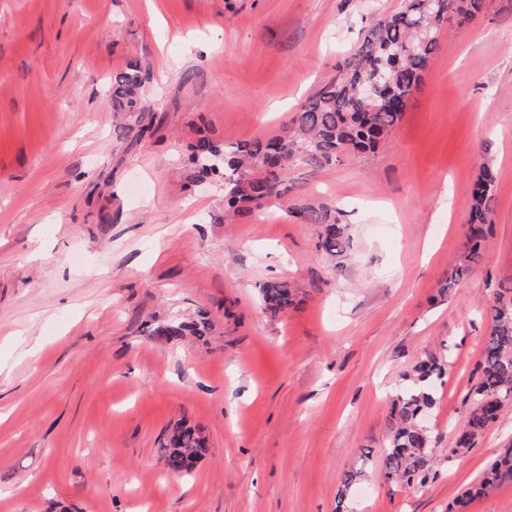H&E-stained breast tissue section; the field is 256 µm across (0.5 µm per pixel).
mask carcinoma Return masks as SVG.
Returning <instances> with one entry per match:
<instances>
[{
	"label": "carcinoma",
	"mask_w": 512,
	"mask_h": 512,
	"mask_svg": "<svg viewBox=\"0 0 512 512\" xmlns=\"http://www.w3.org/2000/svg\"><path fill=\"white\" fill-rule=\"evenodd\" d=\"M485 0H407L403 10L380 18L369 28L355 52L336 66L337 75L295 113L278 134L232 145L207 136L192 146V163L199 178L224 180V217L253 208L263 209L288 191L293 167L313 171L340 161L351 152H372L401 121L406 104L419 90L423 72L437 48L448 15L463 24L477 16ZM150 73L140 64L112 75V106L117 112H146L153 103L144 89ZM495 194L488 167L481 169L471 193L467 218L470 248L453 265L447 287L470 275L481 260L482 242L491 224ZM290 213L320 227L317 248L338 259L349 257V225L334 207L308 202L294 204ZM264 310L272 318L288 312L294 292L285 282L260 288ZM488 338L479 380L471 389L473 406L456 434L454 451L473 447L475 439L512 400V288H503L488 306ZM161 333L170 337L201 336L198 323H180ZM443 376L439 359L418 361L390 404L391 435L380 468L384 480L412 487L423 481L431 462V436L421 418L435 405L434 381ZM161 454L176 475L190 473L194 462L211 452L208 441L191 427H176L161 442ZM512 482V448L505 449L472 489L448 512H463L469 501L487 488Z\"/></svg>",
	"instance_id": "carcinoma-1"
}]
</instances>
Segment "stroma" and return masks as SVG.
<instances>
[{"instance_id": "obj_1", "label": "stroma", "mask_w": 512, "mask_h": 512, "mask_svg": "<svg viewBox=\"0 0 512 512\" xmlns=\"http://www.w3.org/2000/svg\"><path fill=\"white\" fill-rule=\"evenodd\" d=\"M404 0H0V512H447L512 447V404L453 453L488 322L512 286V0L441 36L420 90L372 153L224 221V183L188 147L279 133ZM149 65V112L105 79ZM494 176L482 259L471 191ZM301 200L341 210L343 271ZM283 281L297 303L262 310ZM206 321L169 341L157 328ZM42 343L29 352L28 343ZM446 373L423 486L380 476L389 395L429 355ZM178 425L212 448L159 452ZM363 476L343 493L348 472ZM471 204L467 218V235L470 248L453 265L446 288H455L470 275L481 260L482 242L491 224L495 201L493 176L487 166H482L478 180L471 193ZM260 298L271 318L283 316L294 304V292L285 282L264 283L260 288ZM161 454L168 469L176 475L188 474L197 462L211 452L208 441L191 427H176L161 442ZM191 463H187V461ZM185 471V472H184Z\"/></svg>"}]
</instances>
